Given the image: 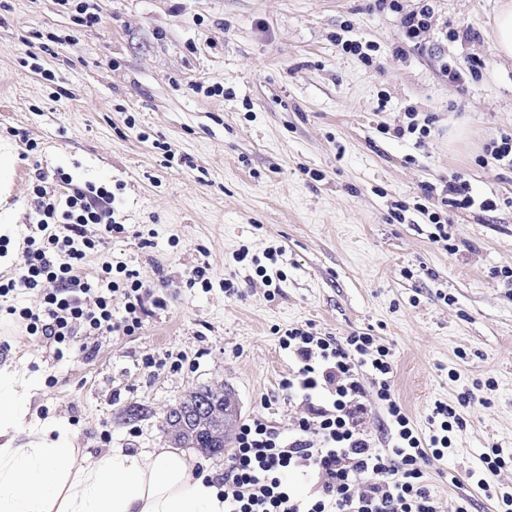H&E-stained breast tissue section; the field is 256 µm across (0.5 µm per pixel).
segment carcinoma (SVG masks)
<instances>
[{
	"label": "carcinoma",
	"mask_w": 512,
	"mask_h": 512,
	"mask_svg": "<svg viewBox=\"0 0 512 512\" xmlns=\"http://www.w3.org/2000/svg\"><path fill=\"white\" fill-rule=\"evenodd\" d=\"M228 393L224 388L200 387L190 391L166 411L162 424L164 434L179 448H193L210 457L224 454L230 447L229 434L224 430V404ZM208 404L198 421L188 428L179 422L184 410L197 403Z\"/></svg>",
	"instance_id": "obj_1"
}]
</instances>
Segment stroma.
<instances>
[{"label":"stroma","instance_id":"stroma-1","mask_svg":"<svg viewBox=\"0 0 512 512\" xmlns=\"http://www.w3.org/2000/svg\"><path fill=\"white\" fill-rule=\"evenodd\" d=\"M499 2L434 0L418 47L375 0H85L93 27L59 0H0V145L17 159L0 197L17 216L0 275L22 262L31 176L62 171L111 191L126 228L83 274L119 263L166 301L136 333L99 337L90 357H56L0 317V368L24 371L33 411L97 453L168 447L166 411L204 386L231 391L238 420L283 427L296 408L279 384L294 363L278 329L365 332L390 348L394 392L420 434L438 401L463 420L427 469L440 512L465 498L472 512H497L512 466L493 494L469 472L490 447L512 456V282L500 275L512 268V168L484 150L512 131ZM452 25L474 39L447 41ZM343 39L375 45L371 61L343 52ZM449 56L484 66L452 89ZM411 119L429 127L425 140L396 135ZM452 173L497 209L423 197ZM433 213L456 253L433 241ZM270 252L268 271L283 276L273 297L256 273ZM203 265L207 292L192 283ZM228 278L238 296H225Z\"/></svg>","mask_w":512,"mask_h":512}]
</instances>
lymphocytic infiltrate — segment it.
Instances as JSON below:
<instances>
[{"label": "lymphocytic infiltrate", "mask_w": 512, "mask_h": 512, "mask_svg": "<svg viewBox=\"0 0 512 512\" xmlns=\"http://www.w3.org/2000/svg\"><path fill=\"white\" fill-rule=\"evenodd\" d=\"M33 193L37 210L26 227L23 264L0 276L8 314L18 315L29 335L79 345L88 356L99 336L141 329L149 309L135 271L108 263L94 279L80 274L104 238L125 230L112 219L111 191L40 172ZM92 224L100 236L89 234ZM22 294L35 296L38 306H14ZM116 297L125 302L119 320L112 317ZM279 342L296 365L280 386L298 414L284 430L262 416L241 423L220 480L224 512H438L426 467L444 457L462 426L455 409L435 404L429 434L421 436L394 394L392 354L371 334L340 342L308 324L286 328ZM377 408L390 422L384 448L370 430ZM292 476L307 484L306 494L292 492Z\"/></svg>", "instance_id": "lymphocytic-infiltrate-1"}]
</instances>
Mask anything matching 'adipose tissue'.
<instances>
[{
	"instance_id": "obj_1",
	"label": "adipose tissue",
	"mask_w": 512,
	"mask_h": 512,
	"mask_svg": "<svg viewBox=\"0 0 512 512\" xmlns=\"http://www.w3.org/2000/svg\"><path fill=\"white\" fill-rule=\"evenodd\" d=\"M19 379L0 369V512H224L222 488L180 449L95 454L51 417L22 433Z\"/></svg>"
}]
</instances>
